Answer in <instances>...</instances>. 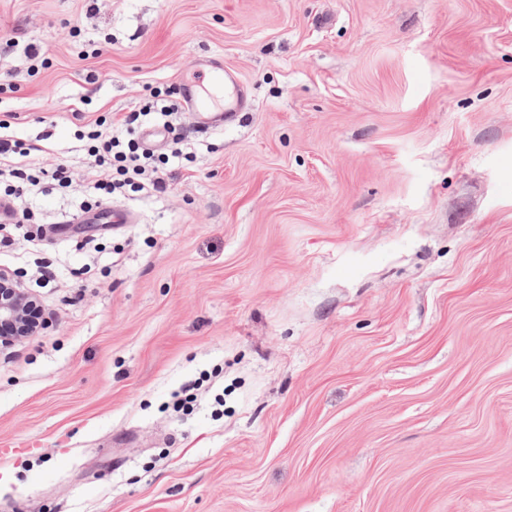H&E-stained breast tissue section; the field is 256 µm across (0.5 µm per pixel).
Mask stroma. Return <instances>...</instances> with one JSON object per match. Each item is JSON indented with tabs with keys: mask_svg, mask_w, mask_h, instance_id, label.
<instances>
[{
	"mask_svg": "<svg viewBox=\"0 0 512 512\" xmlns=\"http://www.w3.org/2000/svg\"><path fill=\"white\" fill-rule=\"evenodd\" d=\"M216 65L248 109L74 223ZM0 136L76 182L0 243V512H512V0H0ZM89 138L96 141L87 150L88 156L93 158L89 167L95 172L89 177V189L93 190L96 199L93 203L82 201L80 208L88 210L99 206L127 186L146 195L165 192V169L156 164L153 153L148 150L139 152V146L132 140L127 144L128 152L117 150L121 140L118 131L114 135V129L112 135L94 132ZM31 301L30 295L17 287L10 274L0 271V323L11 325L15 331L14 336H0L1 347L35 336L42 329V321L32 326L25 317L24 311L31 306Z\"/></svg>",
	"mask_w": 512,
	"mask_h": 512,
	"instance_id": "35a3bbf8",
	"label": "stroma"
}]
</instances>
